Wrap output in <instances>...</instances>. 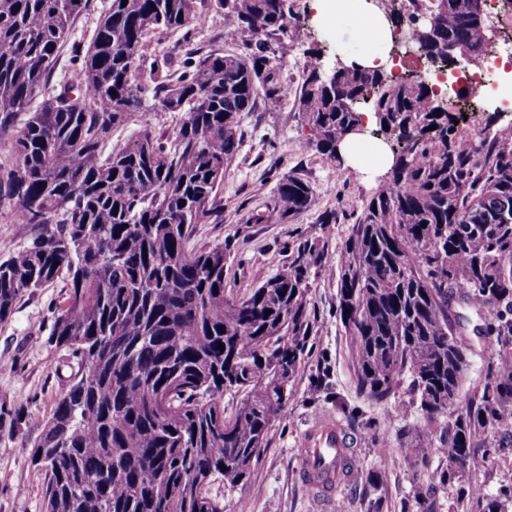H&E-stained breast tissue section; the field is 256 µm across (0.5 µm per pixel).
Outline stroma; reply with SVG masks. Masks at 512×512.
I'll return each instance as SVG.
<instances>
[{
    "instance_id": "obj_1",
    "label": "stroma",
    "mask_w": 512,
    "mask_h": 512,
    "mask_svg": "<svg viewBox=\"0 0 512 512\" xmlns=\"http://www.w3.org/2000/svg\"><path fill=\"white\" fill-rule=\"evenodd\" d=\"M315 0H295L301 22L293 23L281 80L288 86L289 99L274 111L256 104L242 113V140L236 162L224 175L218 191L220 221L197 225L189 241L199 249L228 243L224 288L233 296H243L277 274L288 263L293 243L307 235L324 240L329 248L342 245L351 232L347 224H326L322 217L339 212L357 217L363 203L375 193L376 181L364 174H341L309 146V131L298 118L292 99L299 90L313 38L326 37L344 57H359L363 44L350 17H342L337 29L320 25L312 15ZM109 0H92L91 8L75 20L66 47H63L53 74L54 82L67 79L71 69L72 46L87 47ZM227 17L215 4L206 8V22L194 31L193 47L206 51L244 53L240 44L226 41ZM301 173L316 193L313 207L288 219L274 209L273 196L282 173ZM266 215L262 224L252 223L254 213ZM36 224H18L11 206L0 203V262L28 245L39 233ZM65 296L63 282L25 296L12 317L0 324V406L22 410L20 424L0 430V512H43L44 474L31 463L32 446L40 433L39 420L50 416L56 397L78 369L70 352L48 341L55 316ZM312 307L316 314L301 368L291 382L292 396L282 419L271 427L267 443L254 461L249 479L237 486L215 481L208 488L211 497L223 500L224 512H235L246 504L248 512H319L320 505L308 494L298 473L296 442L310 423L324 413L337 419L361 438L353 455L362 463L363 474L381 473L383 512H400L402 504L413 502L416 491L415 468L400 446L419 421V401L408 383L388 397L373 401L359 393L355 383L350 342L335 316L336 278L322 272L312 280ZM466 319L462 339L468 347L469 368L460 397L451 414L463 412L467 398L482 389L487 367L495 349L481 328L489 321L485 312L460 308ZM321 390H313L315 379ZM378 430L384 447L370 439ZM494 443L492 455L475 449L463 473L465 481L479 485L476 498L460 496L456 486L435 485L429 492L438 512H484L499 487L512 483V441L488 434Z\"/></svg>"
}]
</instances>
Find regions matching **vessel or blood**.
I'll list each match as a JSON object with an SVG mask.
<instances>
[{
  "label": "vessel or blood",
  "mask_w": 512,
  "mask_h": 512,
  "mask_svg": "<svg viewBox=\"0 0 512 512\" xmlns=\"http://www.w3.org/2000/svg\"><path fill=\"white\" fill-rule=\"evenodd\" d=\"M358 443V436L331 415L319 417L303 433L299 441L300 474L315 499L333 495L336 470Z\"/></svg>",
  "instance_id": "vessel-or-blood-1"
}]
</instances>
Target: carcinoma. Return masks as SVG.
<instances>
[{
    "instance_id": "carcinoma-1",
    "label": "carcinoma",
    "mask_w": 512,
    "mask_h": 512,
    "mask_svg": "<svg viewBox=\"0 0 512 512\" xmlns=\"http://www.w3.org/2000/svg\"><path fill=\"white\" fill-rule=\"evenodd\" d=\"M202 2L110 0L56 87L60 50L90 0H0V132L12 134L0 200L41 227L0 262V323L62 278L49 342L79 359L33 446L44 512H224L207 488L244 482L284 416L314 332L310 278L333 267L359 391L380 400L411 378L426 425L457 401L468 367L454 306L490 312L489 382L439 433L419 427L404 449L418 483L400 512H437L425 488L460 480L473 449L492 454L482 436L512 423V132L476 139L420 73L396 79L313 48L295 106L325 160L341 168L337 147L357 133L362 108L383 144L409 145L389 149L393 166L338 252L302 237L276 276L228 296L227 245L187 242L194 225L218 222L241 114L260 95L275 109L288 94L277 68L293 10L292 0H219L231 40L248 53L177 52L158 75L151 36L190 32ZM382 21L400 33L391 46L438 70L488 48L474 0H428L411 14L391 7ZM160 111L186 117L168 133L156 127ZM131 120L139 130L105 153L112 130ZM314 204L299 173L280 176V217ZM227 391L239 395L229 416ZM437 442L444 469L430 466ZM503 500L512 504V484L487 512H506Z\"/></svg>"
}]
</instances>
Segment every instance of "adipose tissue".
<instances>
[{"label": "adipose tissue", "instance_id": "ef3b65f1", "mask_svg": "<svg viewBox=\"0 0 512 512\" xmlns=\"http://www.w3.org/2000/svg\"><path fill=\"white\" fill-rule=\"evenodd\" d=\"M318 15L322 21L344 16L351 17L364 39L365 50L359 58L368 68L383 65L382 48L389 41V32L376 19L366 0H317ZM345 166L356 169L367 176H375L388 163L383 147L376 142H365L362 137L352 136L338 148Z\"/></svg>", "mask_w": 512, "mask_h": 512}]
</instances>
